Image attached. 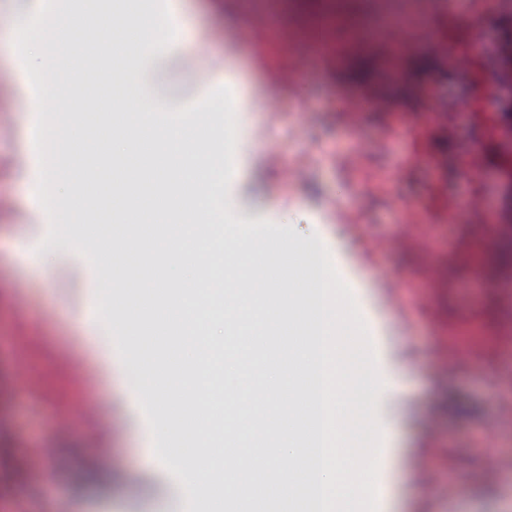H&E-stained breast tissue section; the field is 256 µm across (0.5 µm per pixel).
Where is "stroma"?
<instances>
[{"label":"stroma","instance_id":"stroma-1","mask_svg":"<svg viewBox=\"0 0 512 512\" xmlns=\"http://www.w3.org/2000/svg\"><path fill=\"white\" fill-rule=\"evenodd\" d=\"M184 0V32L172 53L229 57L237 142L233 175L224 190L231 215L284 226L277 251L260 267L268 278L301 287L305 257L321 225L341 227L332 260L351 288L374 344L380 373L398 392L374 393L365 381L354 400L372 409L382 428L380 481L394 495L380 512H512V87L491 81L512 43V0H492L482 20L471 10L434 9L431 0ZM423 15L448 43L438 56L422 46L394 51L359 29L370 15ZM267 19L257 47L247 34ZM332 19L334 53L311 65L308 46ZM298 28L294 81L270 80L261 50L279 56L277 31ZM477 47L470 71L451 52ZM12 50L0 41V445L15 470L0 512L23 502L28 512H206L151 467L150 433L136 393L139 355L165 357L152 335L114 344L86 335L81 319L93 310L99 283L72 250L37 267L29 251L48 225L10 168L34 150L31 122L3 83ZM370 99L357 133L341 103ZM353 146L361 163L340 165ZM483 159L479 178L464 175L470 149ZM279 164H271V154ZM295 177L286 182L284 169ZM464 194L485 201L476 215L453 213ZM414 219L404 234L402 219ZM125 399L129 414L114 404ZM93 402L94 414L84 410Z\"/></svg>","mask_w":512,"mask_h":512}]
</instances>
